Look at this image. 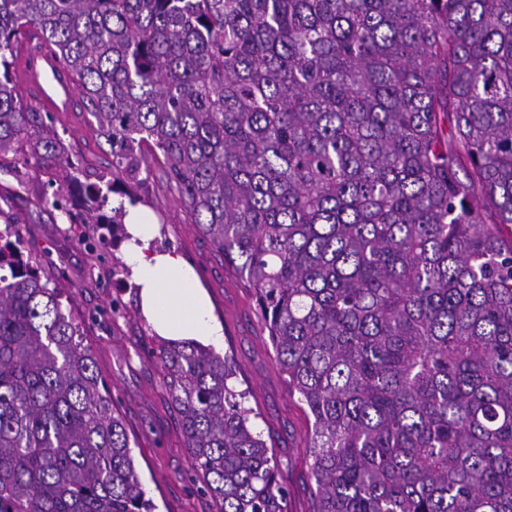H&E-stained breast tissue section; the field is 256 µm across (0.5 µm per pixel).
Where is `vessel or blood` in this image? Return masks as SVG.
<instances>
[{
  "label": "vessel or blood",
  "mask_w": 512,
  "mask_h": 512,
  "mask_svg": "<svg viewBox=\"0 0 512 512\" xmlns=\"http://www.w3.org/2000/svg\"><path fill=\"white\" fill-rule=\"evenodd\" d=\"M17 82L46 112L76 109V87L68 69L36 30H29L22 38Z\"/></svg>",
  "instance_id": "1"
}]
</instances>
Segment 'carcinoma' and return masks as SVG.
I'll list each match as a JSON object with an SVG mask.
<instances>
[{
	"label": "carcinoma",
	"mask_w": 512,
	"mask_h": 512,
	"mask_svg": "<svg viewBox=\"0 0 512 512\" xmlns=\"http://www.w3.org/2000/svg\"><path fill=\"white\" fill-rule=\"evenodd\" d=\"M37 27L112 146L253 292L312 415L314 512H512V0H0V156L62 164ZM120 224L82 194L88 219ZM0 229V512H154L71 297ZM69 304L63 308V304ZM216 512H288L232 358L159 347Z\"/></svg>",
	"instance_id": "obj_1"
}]
</instances>
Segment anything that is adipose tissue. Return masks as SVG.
<instances>
[{
	"label": "adipose tissue",
	"instance_id": "1",
	"mask_svg": "<svg viewBox=\"0 0 512 512\" xmlns=\"http://www.w3.org/2000/svg\"><path fill=\"white\" fill-rule=\"evenodd\" d=\"M125 223L129 234L125 258L140 291L141 313L148 325L166 341L196 339L221 345L224 330L214 319L210 299L194 270L175 251L154 247L151 215L132 207Z\"/></svg>",
	"mask_w": 512,
	"mask_h": 512
}]
</instances>
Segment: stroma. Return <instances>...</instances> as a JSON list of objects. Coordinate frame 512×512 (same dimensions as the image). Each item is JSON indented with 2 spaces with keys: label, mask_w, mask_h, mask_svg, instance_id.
Segmentation results:
<instances>
[{
  "label": "stroma",
  "mask_w": 512,
  "mask_h": 512,
  "mask_svg": "<svg viewBox=\"0 0 512 512\" xmlns=\"http://www.w3.org/2000/svg\"><path fill=\"white\" fill-rule=\"evenodd\" d=\"M63 147L78 163L80 185L99 183L112 171V148L85 111L52 116ZM65 168L47 169L18 157H0V213L19 218L23 252L40 263L52 284L74 291L85 342L106 378L122 414L135 466L156 512H215L213 499L193 477L180 418L171 407L157 358L160 340L140 313L138 290L123 257L125 230L101 242L91 225L69 223L46 200L50 180L64 182ZM141 207L158 220L153 244L175 250L195 270L206 289L215 319L224 329L218 347L236 364V389L246 391L252 424L271 447L279 477L287 486L288 512H313L314 483L306 440L313 418L281 375L262 315L251 291L198 233L178 198L160 179L134 185Z\"/></svg>",
  "instance_id": "stroma-1"
}]
</instances>
